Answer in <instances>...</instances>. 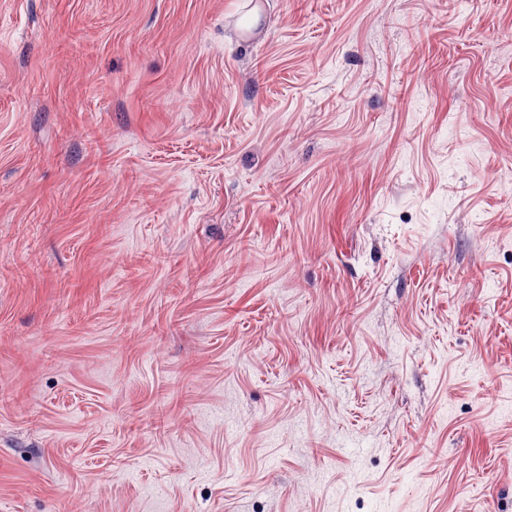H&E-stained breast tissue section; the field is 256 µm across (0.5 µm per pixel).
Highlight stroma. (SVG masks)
Returning a JSON list of instances; mask_svg holds the SVG:
<instances>
[{"instance_id":"obj_1","label":"stroma","mask_w":512,"mask_h":512,"mask_svg":"<svg viewBox=\"0 0 512 512\" xmlns=\"http://www.w3.org/2000/svg\"><path fill=\"white\" fill-rule=\"evenodd\" d=\"M0 512H512V0H0Z\"/></svg>"}]
</instances>
